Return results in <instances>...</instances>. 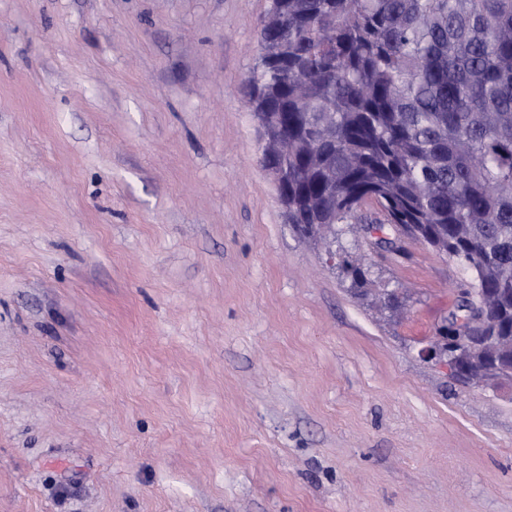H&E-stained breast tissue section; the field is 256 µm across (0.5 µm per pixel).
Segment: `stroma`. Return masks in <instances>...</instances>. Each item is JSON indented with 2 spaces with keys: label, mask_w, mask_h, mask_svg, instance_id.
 Masks as SVG:
<instances>
[{
  "label": "stroma",
  "mask_w": 512,
  "mask_h": 512,
  "mask_svg": "<svg viewBox=\"0 0 512 512\" xmlns=\"http://www.w3.org/2000/svg\"><path fill=\"white\" fill-rule=\"evenodd\" d=\"M269 0H0V512H512V388L423 359L467 270L302 236Z\"/></svg>",
  "instance_id": "35a3bbf8"
}]
</instances>
